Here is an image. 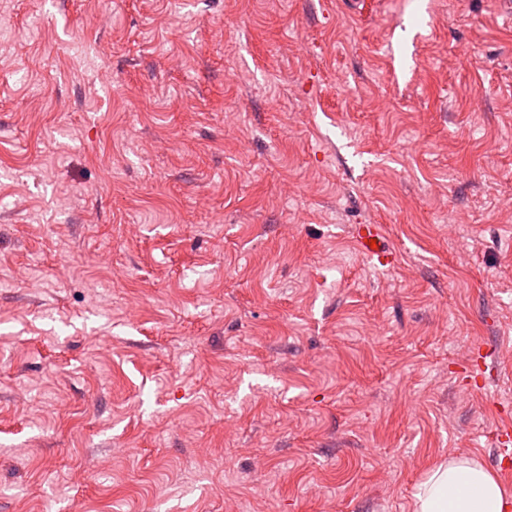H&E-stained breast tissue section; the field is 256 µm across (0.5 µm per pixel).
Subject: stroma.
Listing matches in <instances>:
<instances>
[{"label":"stroma","mask_w":512,"mask_h":512,"mask_svg":"<svg viewBox=\"0 0 512 512\" xmlns=\"http://www.w3.org/2000/svg\"><path fill=\"white\" fill-rule=\"evenodd\" d=\"M365 2L0 0V512L512 468V29ZM383 224H360L355 233L358 250L362 253L376 257L381 264L392 263L394 253L386 246ZM371 239H376V248L370 247Z\"/></svg>","instance_id":"obj_1"}]
</instances>
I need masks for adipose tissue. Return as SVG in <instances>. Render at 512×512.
Returning <instances> with one entry per match:
<instances>
[{
  "label": "adipose tissue",
  "mask_w": 512,
  "mask_h": 512,
  "mask_svg": "<svg viewBox=\"0 0 512 512\" xmlns=\"http://www.w3.org/2000/svg\"><path fill=\"white\" fill-rule=\"evenodd\" d=\"M415 512H512L496 476L479 462L448 456L435 463L415 495Z\"/></svg>",
  "instance_id": "adipose-tissue-1"
}]
</instances>
